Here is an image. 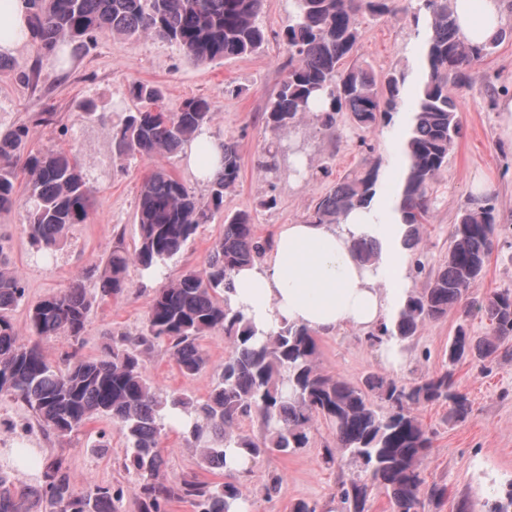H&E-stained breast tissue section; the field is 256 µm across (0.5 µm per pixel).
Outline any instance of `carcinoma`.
<instances>
[{
	"label": "carcinoma",
	"mask_w": 512,
	"mask_h": 512,
	"mask_svg": "<svg viewBox=\"0 0 512 512\" xmlns=\"http://www.w3.org/2000/svg\"><path fill=\"white\" fill-rule=\"evenodd\" d=\"M27 2L31 37L46 56L77 57L99 35L131 40L153 33L176 45L189 61L207 65L254 54L266 42L257 23L264 0ZM291 2L292 23L281 34L290 54L288 75L269 99L266 125L290 130L312 113L323 126L333 127L346 113L357 126L373 131L390 124L396 113H405L404 176L396 210L405 225L404 246L417 247L420 226L430 217V187L447 168L462 133L456 93L466 86L471 64L511 38L512 26L473 47L458 32L453 0H422L424 38L417 65L383 74L354 60L362 36L359 18L388 14L396 0ZM130 96L136 107L112 127L113 153L120 160L181 150L211 123L215 112L205 98L170 108L159 87L138 81L131 84ZM27 138L24 123L0 133V211L17 203L16 166L21 162L28 174L30 243L39 250L52 249L73 225L88 220L94 188L74 152L29 151ZM238 175V145L226 139L224 170L210 183L205 200L169 172L154 170L145 176L136 205L138 242L130 252L123 238L116 240L101 272L100 299L124 295L129 263L156 271L180 255L198 227L221 210L224 192ZM381 175V161L364 163L317 198L308 220L338 224L346 212L369 207ZM498 244L491 199L471 202L450 227L443 265L425 288L408 290L397 315L366 341L399 345L426 322L464 306L486 316L496 340H476L460 326L448 344V364L492 355L497 342L512 337V291L479 293L486 263ZM267 245L256 235L249 213L227 217L224 233L209 250L204 274L184 271L156 289L139 335H121L99 357L86 358L76 348L58 366L46 356L42 341L63 335L79 342L92 301L78 281L40 299L28 308L30 339L19 340L12 313L25 288L0 243V393L24 401L48 435L66 437L93 419L109 420L126 443L124 467L140 478L138 512H167L174 502H186L194 512H228L230 501L243 496L228 462L308 448L316 418L331 425L336 447L360 461L366 472L363 478L341 483L344 512H365L374 490L389 497L392 512H421L424 501L441 499L445 488L426 485L421 475L420 464L433 448V437L409 405L445 403L448 417L461 419L469 410L467 396L456 389L449 369L412 384L379 375L359 382L336 379L319 370L317 332L305 326L283 324L256 343L253 328L242 311L230 307L226 293L233 270L262 259ZM354 249L364 264L379 258V244L370 237L359 239ZM216 328L224 330L233 350L206 399L164 391L147 381L142 356L157 344L166 347L185 376L206 368L201 339ZM172 409L187 416L183 439L199 450L200 466L224 470L227 481L207 482L195 472L170 480L160 477L162 434ZM252 418L260 423L261 437L233 432L240 421ZM18 458L29 467L41 464L24 449ZM41 465L42 483L36 487L18 486L0 469V512H119L122 489L93 485L78 492L63 459L50 458Z\"/></svg>",
	"instance_id": "cac0c4a2"
}]
</instances>
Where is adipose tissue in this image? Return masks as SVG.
Returning <instances> with one entry per match:
<instances>
[{"label":"adipose tissue","instance_id":"1","mask_svg":"<svg viewBox=\"0 0 512 512\" xmlns=\"http://www.w3.org/2000/svg\"><path fill=\"white\" fill-rule=\"evenodd\" d=\"M465 40L480 45L500 27L499 0H454ZM24 0H0V53L10 54L30 37ZM221 139L201 131L186 146L184 162L203 183L221 170ZM371 236L381 246L378 261L359 262L355 240ZM400 215L392 199L380 196L366 209L351 211L341 223L284 225L270 258L232 277V308L242 310L257 336L281 323L330 334L353 326L365 331L389 321L408 289V259L402 246Z\"/></svg>","mask_w":512,"mask_h":512}]
</instances>
